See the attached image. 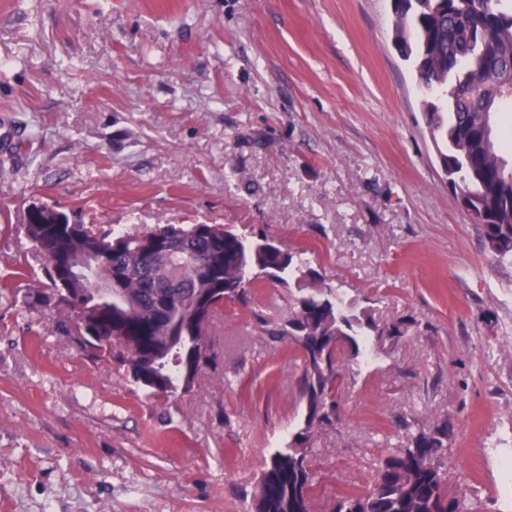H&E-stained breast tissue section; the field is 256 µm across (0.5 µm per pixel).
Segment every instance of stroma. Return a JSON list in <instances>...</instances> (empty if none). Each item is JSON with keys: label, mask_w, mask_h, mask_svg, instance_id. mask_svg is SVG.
Listing matches in <instances>:
<instances>
[{"label": "stroma", "mask_w": 512, "mask_h": 512, "mask_svg": "<svg viewBox=\"0 0 512 512\" xmlns=\"http://www.w3.org/2000/svg\"><path fill=\"white\" fill-rule=\"evenodd\" d=\"M39 203L130 233L261 230L376 318L413 315L420 334L349 366L311 512L442 420L450 490L512 512V262L448 187L390 0H0V277L25 264L23 290L46 284ZM288 298L266 280L225 307L165 400L87 358L57 308L0 293V512H249L306 414L300 349L251 315Z\"/></svg>", "instance_id": "obj_1"}]
</instances>
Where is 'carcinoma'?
<instances>
[{
    "label": "carcinoma",
    "mask_w": 512,
    "mask_h": 512,
    "mask_svg": "<svg viewBox=\"0 0 512 512\" xmlns=\"http://www.w3.org/2000/svg\"><path fill=\"white\" fill-rule=\"evenodd\" d=\"M393 41L425 94L423 117L461 206L482 231L489 252L512 259V140L497 115L512 102V0H392ZM49 287H61L74 255H93L88 287L113 279L116 293L86 309L95 329L83 337L86 355L118 361L152 397L189 390L210 343L212 319L224 304H247L248 288L269 274L291 292L286 317L253 313L263 334L301 348L303 394L311 411L275 450L252 496V512H309L315 490L307 454L318 430L337 420L345 367L395 351L416 335L411 316L376 318L373 308L346 299L312 266L306 252L265 238L246 237L222 224H163L126 234L102 224H26ZM161 247L148 261L145 242ZM189 250L202 266L165 258ZM448 421L418 428L400 448L384 449L375 482L339 493L331 512H479L473 498L445 485L441 457Z\"/></svg>",
    "instance_id": "cac0c4a2"
}]
</instances>
